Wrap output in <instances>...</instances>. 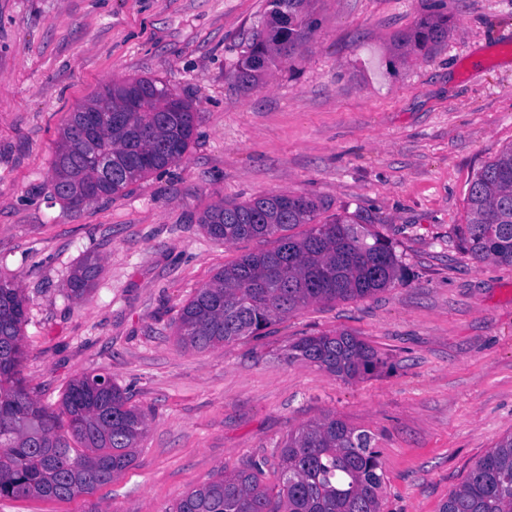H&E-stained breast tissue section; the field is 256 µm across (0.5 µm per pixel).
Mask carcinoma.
<instances>
[{
    "instance_id": "cac0c4a2",
    "label": "carcinoma",
    "mask_w": 512,
    "mask_h": 512,
    "mask_svg": "<svg viewBox=\"0 0 512 512\" xmlns=\"http://www.w3.org/2000/svg\"><path fill=\"white\" fill-rule=\"evenodd\" d=\"M309 2L268 0L269 20L234 66L241 85L258 82L307 40ZM447 38L448 20L427 19L400 42L426 48ZM136 82V111H126L129 83L114 82L71 112L62 128L50 186L75 212L177 163L194 140L192 103L159 79ZM320 209L304 195L276 194L207 210L200 223L211 237H272L274 246L224 266L195 291L174 322L179 344L219 348L301 307L363 298L397 279L401 267L388 240L357 213L322 221ZM303 224L310 225L303 235L288 234ZM463 243L477 262L512 266V146L472 181ZM98 272L97 261L85 260L67 297L84 298ZM25 317L21 288L0 278V498L92 496L132 465L146 415L107 373L73 379L56 409L42 403L20 376ZM288 357L348 380L383 364L374 347L348 333L302 337ZM278 458L277 494L261 483L258 467L223 470L184 493L172 512H382L383 475L370 431L327 414L288 434ZM442 512H512V435L476 461Z\"/></svg>"
}]
</instances>
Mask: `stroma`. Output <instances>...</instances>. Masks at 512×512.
<instances>
[{"instance_id": "1", "label": "stroma", "mask_w": 512, "mask_h": 512, "mask_svg": "<svg viewBox=\"0 0 512 512\" xmlns=\"http://www.w3.org/2000/svg\"><path fill=\"white\" fill-rule=\"evenodd\" d=\"M267 0H0V277L20 285L27 386L58 405L107 373L147 415L135 461L92 499H0V512H168L221 470L278 489L277 447L331 413L376 437L383 512H441L512 434V267L464 253L469 188L512 144V0H312V36L254 86L234 65ZM446 41L401 44L426 17ZM158 78L198 114L184 158L109 203L71 211L49 180L69 112L112 82ZM360 212L403 275L365 298L313 303L261 335L186 349L179 309L225 264L210 207L270 194ZM96 257L82 300L73 271ZM350 333L384 360L347 381L288 356Z\"/></svg>"}]
</instances>
